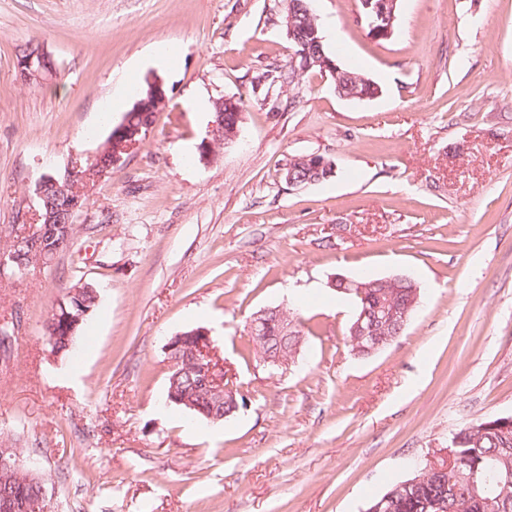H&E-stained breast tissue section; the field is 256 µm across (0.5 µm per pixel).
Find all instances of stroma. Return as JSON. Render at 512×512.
I'll list each match as a JSON object with an SVG mask.
<instances>
[{
  "mask_svg": "<svg viewBox=\"0 0 512 512\" xmlns=\"http://www.w3.org/2000/svg\"><path fill=\"white\" fill-rule=\"evenodd\" d=\"M288 0H0V253L37 206L42 175L93 155L149 75L169 102L89 193L68 248L0 275V434L37 467L54 512H363L467 422L512 416V0H399L373 39L357 0H314L327 53L379 84L340 98L330 75L259 74L292 56ZM42 44L38 87L16 56ZM176 48L156 66V47ZM221 97L243 134L204 153ZM335 171L289 185L293 158ZM409 276L420 305L380 352L354 356L356 307L331 277ZM89 283L98 304L76 354L45 324ZM297 310L288 368L243 328ZM209 331L246 404L216 425L165 400L167 344ZM16 68L19 79L29 86L42 84L55 70L50 54L40 44L30 45L17 59Z\"/></svg>",
  "mask_w": 512,
  "mask_h": 512,
  "instance_id": "obj_1",
  "label": "stroma"
}]
</instances>
